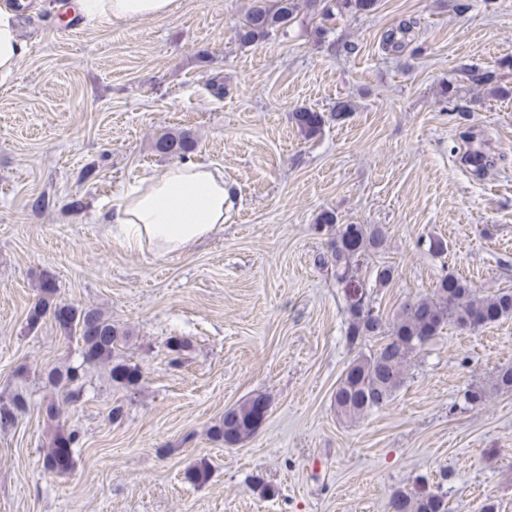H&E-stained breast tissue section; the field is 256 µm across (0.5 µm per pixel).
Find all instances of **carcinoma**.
<instances>
[{"instance_id":"cac0c4a2","label":"carcinoma","mask_w":512,"mask_h":512,"mask_svg":"<svg viewBox=\"0 0 512 512\" xmlns=\"http://www.w3.org/2000/svg\"><path fill=\"white\" fill-rule=\"evenodd\" d=\"M301 0H253L244 21L237 29L243 43L265 38L275 29L285 28L300 10ZM347 12L371 13L378 8V0H334V7H323L321 16L330 19L333 8ZM291 119L307 136L322 131L324 114L300 107ZM153 151L164 157L185 158L195 148V142L185 133L165 131L154 137ZM315 228L331 232L329 251L320 258L322 264H331L338 281L350 285L355 281L360 262L369 250L381 247L386 239L379 224H338L332 212L324 211ZM41 295L30 315L31 323L50 316L67 336L81 341V355L87 364L112 362V381L122 388H135L143 378L141 368L117 359L118 347L127 333L112 324L99 310L75 307L54 300L55 283L44 277L40 282ZM347 339L356 344L366 338L380 337L377 348L354 359L347 367L334 393L336 414L343 420H357L384 408L404 385L410 359L425 350L448 326L475 330L512 316V288H502L491 295H482L471 283L454 273L443 275L432 294L402 303L393 319L364 301L363 294L353 289L348 297ZM79 368L52 377L62 388L64 398L70 400L71 387L79 380ZM270 405L263 394L247 397L227 409L224 417L211 429V437L228 447L251 439L257 432L261 405ZM25 400L13 399L12 407H0V425L14 423L15 412L25 409ZM80 444L78 431L56 429L44 457V468L57 475H65L74 467L73 449ZM211 476L207 465L201 463L188 468L184 479L192 485H203ZM389 512H449L447 496L439 491L418 488L398 490L389 501Z\"/></svg>"}]
</instances>
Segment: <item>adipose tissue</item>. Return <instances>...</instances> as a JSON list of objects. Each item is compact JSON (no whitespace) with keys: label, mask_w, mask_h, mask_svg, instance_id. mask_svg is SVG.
Segmentation results:
<instances>
[{"label":"adipose tissue","mask_w":512,"mask_h":512,"mask_svg":"<svg viewBox=\"0 0 512 512\" xmlns=\"http://www.w3.org/2000/svg\"><path fill=\"white\" fill-rule=\"evenodd\" d=\"M172 5L173 0H76L79 14L91 24L160 17ZM26 53L13 7L0 0L1 80L18 71ZM235 198L219 168L186 160L127 188L117 202L97 213L95 222L126 250L183 254L223 228L224 211Z\"/></svg>","instance_id":"obj_1"}]
</instances>
